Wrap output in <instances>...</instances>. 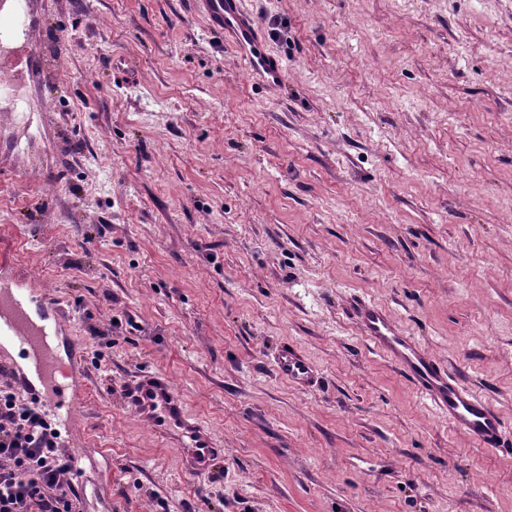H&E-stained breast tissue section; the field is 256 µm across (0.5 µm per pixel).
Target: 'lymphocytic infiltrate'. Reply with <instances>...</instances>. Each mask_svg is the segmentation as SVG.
<instances>
[{
  "mask_svg": "<svg viewBox=\"0 0 512 512\" xmlns=\"http://www.w3.org/2000/svg\"><path fill=\"white\" fill-rule=\"evenodd\" d=\"M73 469L38 395L0 383V512H72Z\"/></svg>",
  "mask_w": 512,
  "mask_h": 512,
  "instance_id": "obj_1",
  "label": "lymphocytic infiltrate"
}]
</instances>
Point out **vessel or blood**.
<instances>
[{
    "label": "vessel or blood",
    "mask_w": 512,
    "mask_h": 512,
    "mask_svg": "<svg viewBox=\"0 0 512 512\" xmlns=\"http://www.w3.org/2000/svg\"><path fill=\"white\" fill-rule=\"evenodd\" d=\"M197 13L210 29L223 33L224 41L248 69L250 75L268 88L279 87L285 76L284 61L271 53L261 32L245 7V0H193ZM32 0H0V65L23 62L33 71L41 63L33 47L7 46V39L30 30ZM38 304L40 321L29 315ZM63 309L56 298L34 288L32 282L0 278V340L25 351L43 387L57 397L55 423L68 429L71 411L80 399L77 379L80 354L71 350L60 359L50 347L53 332L61 328ZM362 331L373 348L386 356L416 392L478 446L493 451H512V426L486 400L465 386L443 363L405 334L381 307L362 303L355 309ZM277 375L291 385L308 389L319 377L308 359L293 346L279 348L274 358ZM127 405L157 432L169 436L191 471L210 472L220 456L211 436L186 411L181 397L168 377L141 376L124 389Z\"/></svg>",
    "instance_id": "b4317fda"
}]
</instances>
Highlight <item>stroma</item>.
Returning <instances> with one entry per match:
<instances>
[{"mask_svg":"<svg viewBox=\"0 0 512 512\" xmlns=\"http://www.w3.org/2000/svg\"><path fill=\"white\" fill-rule=\"evenodd\" d=\"M33 3L47 67L0 73V254L85 353L73 512H512V454L353 316L386 308L512 424V0H245L272 90L190 0ZM285 344L316 387L274 374ZM147 372L222 448L209 474L124 406Z\"/></svg>","mask_w":512,"mask_h":512,"instance_id":"1","label":"stroma"}]
</instances>
